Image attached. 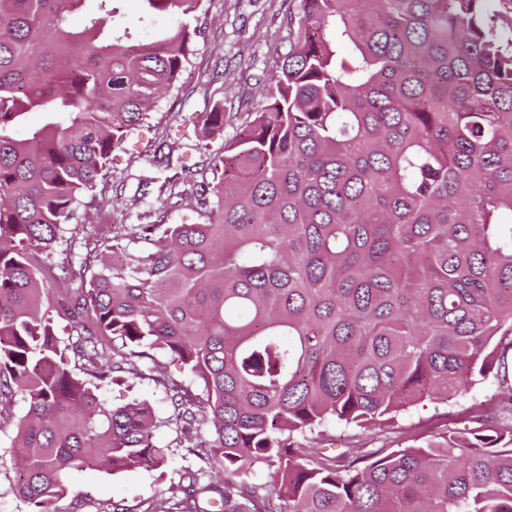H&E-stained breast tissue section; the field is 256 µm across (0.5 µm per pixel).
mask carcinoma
Wrapping results in <instances>:
<instances>
[{
	"label": "carcinoma",
	"mask_w": 512,
	"mask_h": 512,
	"mask_svg": "<svg viewBox=\"0 0 512 512\" xmlns=\"http://www.w3.org/2000/svg\"><path fill=\"white\" fill-rule=\"evenodd\" d=\"M123 2L0 0V402L27 405L13 493L46 512L73 470L160 466L166 427L201 462L167 512H512V0H299L213 178H166L202 221L74 231L56 274L39 256L178 82L203 0H138L141 26L170 19L148 43ZM233 119L217 102L204 124ZM496 366L492 425L348 459L299 442L388 428ZM124 379L162 386L170 414L105 405Z\"/></svg>",
	"instance_id": "obj_1"
}]
</instances>
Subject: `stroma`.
<instances>
[{"mask_svg": "<svg viewBox=\"0 0 512 512\" xmlns=\"http://www.w3.org/2000/svg\"><path fill=\"white\" fill-rule=\"evenodd\" d=\"M197 38L190 62L176 87L159 98L155 107L120 150L113 154L104 187L79 205L70 220L80 235L99 238L105 231H119L125 224H179L195 220L190 206L174 207L162 191L165 174L154 163L156 145L169 139L175 153L188 163L207 162L219 156L224 142L232 138L237 123L223 131L204 132L200 119L215 100L214 72L224 74V94L232 99L233 111L246 114L265 94L264 77L275 70L278 54L288 37V0H203ZM101 399L115 406L136 400L149 405L156 416L170 413L165 391L150 381L126 384L120 381L102 390ZM502 398L495 376L470 386L448 405L422 402L399 415L385 430L351 429L331 425L324 438L313 439L315 447L335 438L340 448H395L419 432L434 427H458L477 409H494ZM26 412L22 399L0 408V512H29L26 502L10 490L17 475L12 465L16 424ZM173 431L155 434L158 446L167 450L157 468L144 467L114 472L105 468L71 472L64 496L51 499L48 512H97L100 504L121 500L131 512H166V490L191 465L185 449L175 447Z\"/></svg>", "mask_w": 512, "mask_h": 512, "instance_id": "stroma-1", "label": "stroma"}]
</instances>
